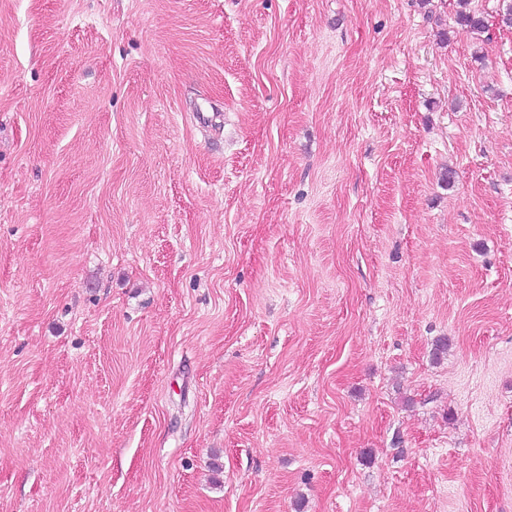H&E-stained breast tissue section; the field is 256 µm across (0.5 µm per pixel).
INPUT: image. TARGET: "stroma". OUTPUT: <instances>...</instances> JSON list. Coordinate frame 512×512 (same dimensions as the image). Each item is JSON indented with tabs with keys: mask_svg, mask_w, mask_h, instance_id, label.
I'll return each instance as SVG.
<instances>
[{
	"mask_svg": "<svg viewBox=\"0 0 512 512\" xmlns=\"http://www.w3.org/2000/svg\"><path fill=\"white\" fill-rule=\"evenodd\" d=\"M505 2L0 0V512H512Z\"/></svg>",
	"mask_w": 512,
	"mask_h": 512,
	"instance_id": "1",
	"label": "stroma"
}]
</instances>
